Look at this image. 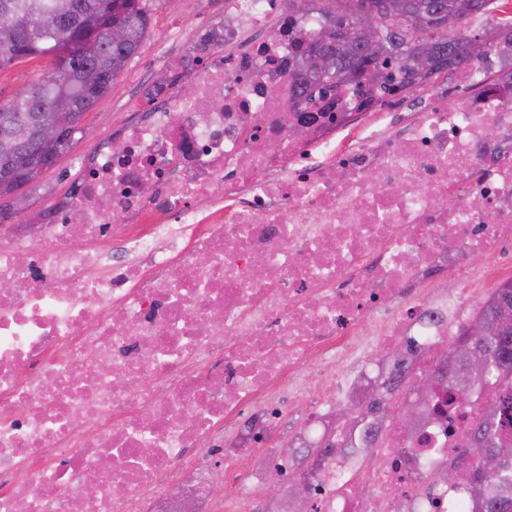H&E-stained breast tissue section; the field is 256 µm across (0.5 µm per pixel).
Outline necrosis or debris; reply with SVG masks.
Listing matches in <instances>:
<instances>
[{
    "label": "necrosis or debris",
    "mask_w": 512,
    "mask_h": 512,
    "mask_svg": "<svg viewBox=\"0 0 512 512\" xmlns=\"http://www.w3.org/2000/svg\"><path fill=\"white\" fill-rule=\"evenodd\" d=\"M303 24L225 0L193 95L153 104L122 152L102 143L45 224L0 225V512H250L275 475L315 512H472L469 471L454 489L430 475L497 392L447 417V389L418 380L512 242V86L428 95L398 135L387 102L315 112L288 68ZM440 273L444 297L424 289ZM399 336L415 351L374 429L363 359ZM301 393L299 444L346 461L277 447ZM255 406L261 428L226 452Z\"/></svg>",
    "instance_id": "1"
}]
</instances>
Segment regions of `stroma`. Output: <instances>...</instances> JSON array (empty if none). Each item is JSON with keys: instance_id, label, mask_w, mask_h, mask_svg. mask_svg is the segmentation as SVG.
<instances>
[{"instance_id": "stroma-1", "label": "stroma", "mask_w": 512, "mask_h": 512, "mask_svg": "<svg viewBox=\"0 0 512 512\" xmlns=\"http://www.w3.org/2000/svg\"><path fill=\"white\" fill-rule=\"evenodd\" d=\"M224 17V0H156L150 27L138 53L113 82L107 96L85 112L78 142L46 170L39 186L26 189L27 199L14 208L9 223L24 224L33 211H48L52 202L67 196L84 175V162L115 130L143 117L149 96L159 80L171 94H179L194 42ZM50 58H37L0 71V101L5 102L47 74Z\"/></svg>"}]
</instances>
